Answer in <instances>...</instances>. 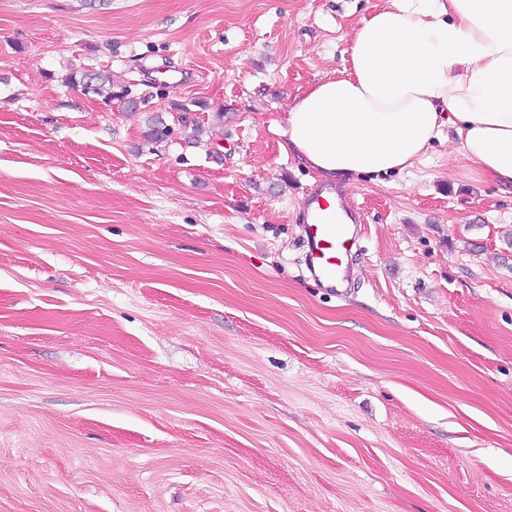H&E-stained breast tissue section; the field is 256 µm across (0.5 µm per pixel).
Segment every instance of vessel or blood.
<instances>
[{
    "label": "vessel or blood",
    "mask_w": 512,
    "mask_h": 512,
    "mask_svg": "<svg viewBox=\"0 0 512 512\" xmlns=\"http://www.w3.org/2000/svg\"><path fill=\"white\" fill-rule=\"evenodd\" d=\"M327 189L309 191L304 202L305 244L311 272L327 287L340 288L343 259L356 243L354 225L363 217L352 203H334Z\"/></svg>",
    "instance_id": "obj_1"
}]
</instances>
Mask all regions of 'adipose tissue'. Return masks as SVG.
Returning <instances> with one entry per match:
<instances>
[{
    "label": "adipose tissue",
    "instance_id": "obj_1",
    "mask_svg": "<svg viewBox=\"0 0 512 512\" xmlns=\"http://www.w3.org/2000/svg\"><path fill=\"white\" fill-rule=\"evenodd\" d=\"M446 122L512 188V0H386L354 27L344 74L296 97L281 149L328 179L387 174Z\"/></svg>",
    "mask_w": 512,
    "mask_h": 512
}]
</instances>
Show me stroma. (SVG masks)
<instances>
[{"mask_svg":"<svg viewBox=\"0 0 512 512\" xmlns=\"http://www.w3.org/2000/svg\"><path fill=\"white\" fill-rule=\"evenodd\" d=\"M383 4L0 0V512H512V191L444 125L305 266L285 115ZM72 73L68 77V82L75 87H90L94 95L102 97L108 102H112L114 98H124L128 96V90L121 88V91H114V84L109 75L100 72L89 73L87 71L80 73Z\"/></svg>","mask_w":512,"mask_h":512,"instance_id":"1","label":"stroma"}]
</instances>
